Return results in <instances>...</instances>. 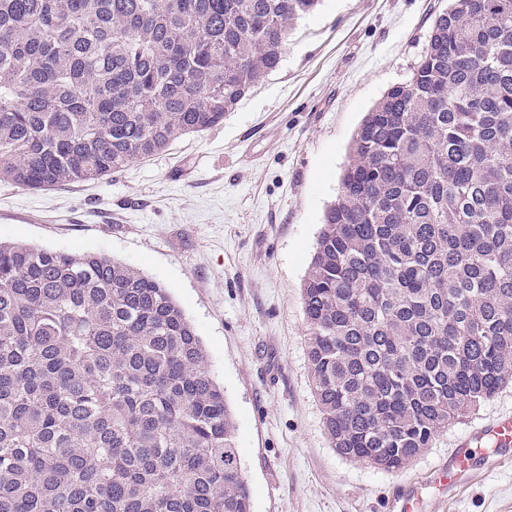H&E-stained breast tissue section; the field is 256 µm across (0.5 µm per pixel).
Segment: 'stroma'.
<instances>
[{
    "label": "stroma",
    "instance_id": "stroma-1",
    "mask_svg": "<svg viewBox=\"0 0 512 512\" xmlns=\"http://www.w3.org/2000/svg\"><path fill=\"white\" fill-rule=\"evenodd\" d=\"M439 0H322L279 67L206 131L96 183L0 182V242L94 253L169 288L237 426L252 512H512V458L440 494L425 486L458 440L512 413V385L398 472L326 437L305 346L302 287L326 205L366 112L405 82Z\"/></svg>",
    "mask_w": 512,
    "mask_h": 512
}]
</instances>
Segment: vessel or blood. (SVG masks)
I'll return each instance as SVG.
<instances>
[{
  "label": "vessel or blood",
  "mask_w": 512,
  "mask_h": 512,
  "mask_svg": "<svg viewBox=\"0 0 512 512\" xmlns=\"http://www.w3.org/2000/svg\"><path fill=\"white\" fill-rule=\"evenodd\" d=\"M491 446L495 450L512 447V415H502L490 423L470 431L461 438L447 464L436 469L427 484L436 491H446L460 482L473 467V459L479 448Z\"/></svg>",
  "instance_id": "1"
}]
</instances>
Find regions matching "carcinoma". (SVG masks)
Masks as SVG:
<instances>
[{
  "mask_svg": "<svg viewBox=\"0 0 512 512\" xmlns=\"http://www.w3.org/2000/svg\"><path fill=\"white\" fill-rule=\"evenodd\" d=\"M317 0H0V182H96L222 121ZM331 447L397 472L512 384V0H448L365 116L303 286ZM0 512H252L169 290L0 243Z\"/></svg>",
  "mask_w": 512,
  "mask_h": 512,
  "instance_id": "cac0c4a2",
  "label": "carcinoma"
}]
</instances>
